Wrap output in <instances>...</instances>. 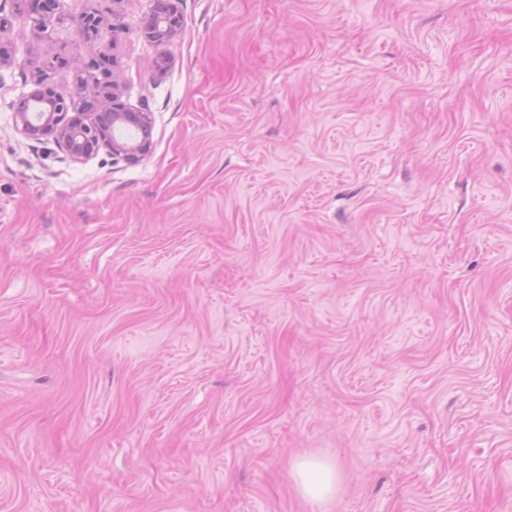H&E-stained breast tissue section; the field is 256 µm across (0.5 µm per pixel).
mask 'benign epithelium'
<instances>
[{"instance_id":"obj_1","label":"benign epithelium","mask_w":512,"mask_h":512,"mask_svg":"<svg viewBox=\"0 0 512 512\" xmlns=\"http://www.w3.org/2000/svg\"><path fill=\"white\" fill-rule=\"evenodd\" d=\"M22 16L35 30L46 33L49 24L61 19L60 0H26ZM163 4L167 9V25L159 33H145L147 41L162 45L171 41L182 27V16L173 0H153V5ZM76 33L94 38L101 21L93 14L72 20ZM77 84L90 89L91 101L96 112H18L15 126L24 135L39 139L51 137L69 157L82 163L90 159L101 147L112 155L136 163L151 151L152 120L150 113L126 109L119 102L121 84L114 64L108 58L92 59L79 71Z\"/></svg>"}]
</instances>
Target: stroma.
I'll return each mask as SVG.
<instances>
[{"label":"stroma","mask_w":512,"mask_h":512,"mask_svg":"<svg viewBox=\"0 0 512 512\" xmlns=\"http://www.w3.org/2000/svg\"><path fill=\"white\" fill-rule=\"evenodd\" d=\"M176 6L0 0V512H512V0ZM102 54L134 165L15 126ZM27 6L21 13L28 24L41 33H47L54 19H61L60 0H25ZM153 7L151 9V13L149 15V18L151 15L156 11L158 4H163L165 8L167 9L166 16H167V22L166 27L159 33H149L146 29L145 32V38L150 43H154L156 45H162L164 43H168L171 41L180 31L182 27V16L178 12L177 8L173 4V0H153ZM148 18V19H149ZM291 478L304 499L325 505L335 499L341 474L336 461L331 458L301 456L292 464Z\"/></svg>","instance_id":"1"}]
</instances>
